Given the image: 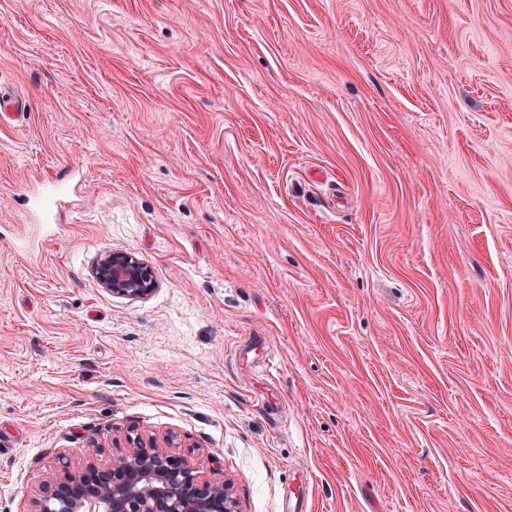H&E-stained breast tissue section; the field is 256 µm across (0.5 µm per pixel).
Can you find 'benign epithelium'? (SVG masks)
<instances>
[{
	"mask_svg": "<svg viewBox=\"0 0 512 512\" xmlns=\"http://www.w3.org/2000/svg\"><path fill=\"white\" fill-rule=\"evenodd\" d=\"M95 275L118 296L146 298L156 288L148 266L122 251L104 255ZM177 447L173 435L152 437L105 462H64L34 491L32 512H242L230 485L205 478Z\"/></svg>",
	"mask_w": 512,
	"mask_h": 512,
	"instance_id": "7a95c632",
	"label": "benign epithelium"
}]
</instances>
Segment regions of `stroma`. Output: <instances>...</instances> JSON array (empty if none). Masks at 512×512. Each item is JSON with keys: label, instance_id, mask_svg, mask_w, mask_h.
<instances>
[{"label": "stroma", "instance_id": "35a3bbf8", "mask_svg": "<svg viewBox=\"0 0 512 512\" xmlns=\"http://www.w3.org/2000/svg\"><path fill=\"white\" fill-rule=\"evenodd\" d=\"M0 90V512L169 433L242 512H512V0H0ZM95 275L99 284L112 295L146 298L156 288L151 270L135 256L112 251L97 264Z\"/></svg>", "mask_w": 512, "mask_h": 512}]
</instances>
